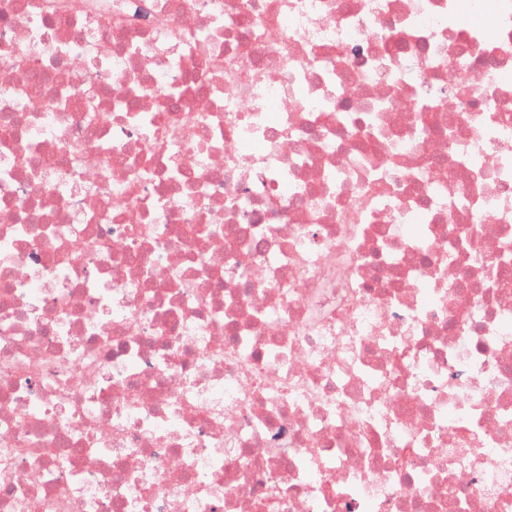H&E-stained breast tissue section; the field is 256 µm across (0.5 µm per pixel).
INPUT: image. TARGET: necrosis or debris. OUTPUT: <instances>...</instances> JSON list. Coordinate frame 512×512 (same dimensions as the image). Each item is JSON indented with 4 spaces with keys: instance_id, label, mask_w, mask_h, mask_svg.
Returning a JSON list of instances; mask_svg holds the SVG:
<instances>
[{
    "instance_id": "4bbe7bcc",
    "label": "necrosis or debris",
    "mask_w": 512,
    "mask_h": 512,
    "mask_svg": "<svg viewBox=\"0 0 512 512\" xmlns=\"http://www.w3.org/2000/svg\"><path fill=\"white\" fill-rule=\"evenodd\" d=\"M510 241L512 0H0V512H512Z\"/></svg>"
}]
</instances>
